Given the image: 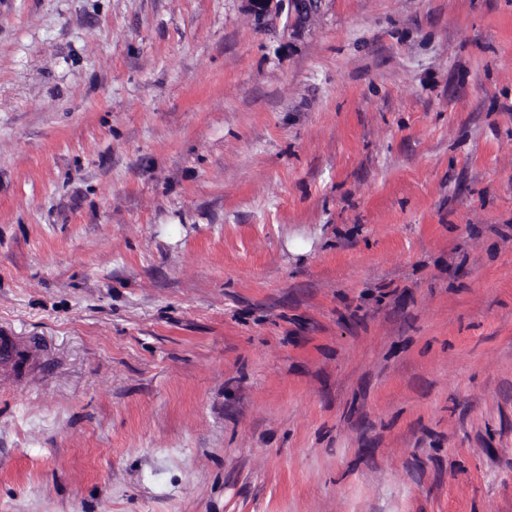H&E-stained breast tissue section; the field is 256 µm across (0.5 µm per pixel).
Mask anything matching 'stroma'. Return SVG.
<instances>
[{"label": "stroma", "instance_id": "1", "mask_svg": "<svg viewBox=\"0 0 512 512\" xmlns=\"http://www.w3.org/2000/svg\"><path fill=\"white\" fill-rule=\"evenodd\" d=\"M0 512H512V0H0ZM249 11L256 17H265L274 3L287 4L290 18L294 23H306L317 12L319 0H243ZM47 350L37 338H18L7 331L0 336V367L4 372L18 373L26 365L44 357Z\"/></svg>", "mask_w": 512, "mask_h": 512}]
</instances>
